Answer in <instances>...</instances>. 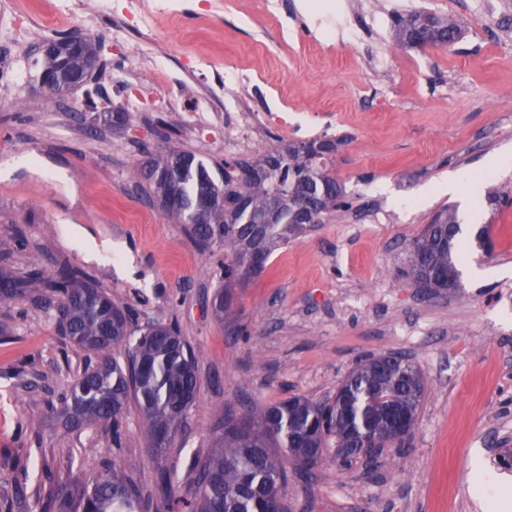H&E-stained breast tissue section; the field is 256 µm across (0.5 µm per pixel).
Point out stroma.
Listing matches in <instances>:
<instances>
[{"label": "stroma", "instance_id": "obj_1", "mask_svg": "<svg viewBox=\"0 0 512 512\" xmlns=\"http://www.w3.org/2000/svg\"><path fill=\"white\" fill-rule=\"evenodd\" d=\"M11 2L18 20L0 25V239L19 244L0 270L50 278L71 266L123 298L133 326L178 324L201 385L168 451L177 493L192 484L190 459L214 451L221 418L294 395L326 401L360 358L402 352L426 379L407 442L373 466H341L331 448L312 477L289 469L288 512H490L512 490L487 469L492 440L512 435V205L487 199L512 197V168L488 171L512 152V0H336L331 35L322 0H187L152 33L121 41L119 0H105L92 26L65 17L63 0ZM421 9L461 18L462 38L444 50L397 47L393 14ZM75 29L99 43L103 69L89 88L45 92L40 47ZM17 59L29 77L14 88L3 68ZM228 67L257 81L238 90L245 111L274 99L309 119L308 137L341 139L335 173L348 194L345 208L236 288L237 335L213 312L223 247L202 248L133 178L161 142L223 167V128H193L185 109L154 99L176 83L203 95ZM126 81L146 106L114 126L106 117L127 109ZM456 174L459 195L438 191ZM446 206L489 226L493 250L470 248L482 276L463 274L457 293L438 299L402 271L406 244ZM73 228L111 241V259L87 260ZM95 361L33 298L0 306L1 492L34 489L44 457L76 477L106 462L155 482L136 407L119 448L98 427L71 430L56 415Z\"/></svg>", "mask_w": 512, "mask_h": 512}]
</instances>
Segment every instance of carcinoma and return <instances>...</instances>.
Instances as JSON below:
<instances>
[{
  "instance_id": "carcinoma-1",
  "label": "carcinoma",
  "mask_w": 512,
  "mask_h": 512,
  "mask_svg": "<svg viewBox=\"0 0 512 512\" xmlns=\"http://www.w3.org/2000/svg\"><path fill=\"white\" fill-rule=\"evenodd\" d=\"M426 30V36L452 39L461 34L460 22L425 11L395 18L397 44L409 47L406 27ZM74 67L95 79L100 72L93 43L72 56ZM323 138L277 147L242 164L224 162V175L215 178L195 153L161 146L133 172L141 190L166 203L165 214L185 225L201 246L224 245V286L217 292L214 315H233L234 288L249 274L253 254L262 262L280 246L304 231L292 223L293 204L310 201L320 218L337 211L345 188L332 173V156L318 152ZM245 165L254 178L242 183L235 170ZM459 227L456 210L446 207L424 234L407 246V274L416 279L427 270L460 272L459 260L468 242L454 237L444 244L448 227ZM38 282L48 293L37 298L52 313L64 335L80 349L97 356L71 386L69 398L57 414L66 427L94 424L119 448L125 435V416L135 405L144 420V437L156 464L155 489H150L107 464L88 465L86 479L56 475L42 465L45 482L35 492L39 512H288L280 489L287 481L288 463L308 472L325 459L329 444L346 447L345 430L355 434L353 447L372 448L370 462L382 449L404 441V432L390 430L393 413L416 422L425 392L424 378L411 362L384 354L362 359L343 381L344 398L334 404H314L294 396L279 403L254 407L238 420L224 421L214 451L190 464L193 488L176 494V470L165 464L179 429L196 403L200 378L195 357L177 326L153 324L131 340L130 308L89 282L85 275L65 266L56 279L38 274L20 280L0 273V305L33 291ZM26 494H0V512H14Z\"/></svg>"
}]
</instances>
